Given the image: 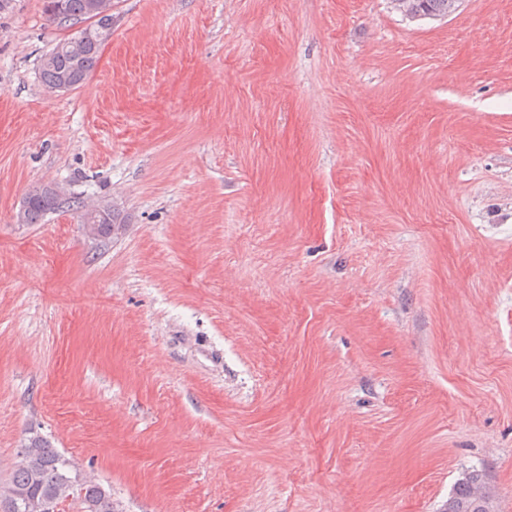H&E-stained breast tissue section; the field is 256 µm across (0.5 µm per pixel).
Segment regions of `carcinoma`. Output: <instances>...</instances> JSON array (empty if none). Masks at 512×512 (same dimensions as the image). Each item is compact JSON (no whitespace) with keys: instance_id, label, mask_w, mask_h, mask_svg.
Listing matches in <instances>:
<instances>
[{"instance_id":"carcinoma-1","label":"carcinoma","mask_w":512,"mask_h":512,"mask_svg":"<svg viewBox=\"0 0 512 512\" xmlns=\"http://www.w3.org/2000/svg\"><path fill=\"white\" fill-rule=\"evenodd\" d=\"M114 0H44L50 22L60 26L83 23L74 36L59 41L41 60L40 79L48 89L63 84L67 90L81 87L100 59L102 47L112 36ZM458 8V0H396V9L411 19L446 17ZM75 211L85 235L95 241H112L124 234L128 216L114 205L89 207L82 197L57 183L31 187L19 205L16 222L40 224L60 209ZM111 224L98 223L99 212ZM18 504L19 512H46L69 501L77 512H115L112 493L98 483H87L75 464L53 448L48 438L30 433L24 458L11 478L0 485V500ZM445 512H495L493 498L486 491L482 475L465 474L448 498Z\"/></svg>"}]
</instances>
